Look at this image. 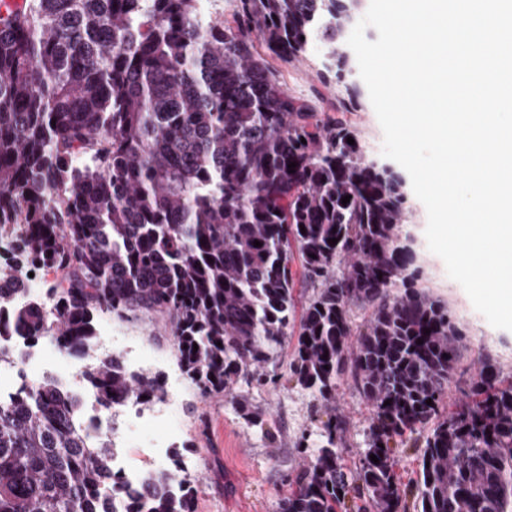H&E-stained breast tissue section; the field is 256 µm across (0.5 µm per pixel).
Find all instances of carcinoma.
Here are the masks:
<instances>
[{
    "mask_svg": "<svg viewBox=\"0 0 512 512\" xmlns=\"http://www.w3.org/2000/svg\"><path fill=\"white\" fill-rule=\"evenodd\" d=\"M232 3L226 16L201 0H0V325L84 356L110 410L164 385L96 355L100 313L164 321L203 395L246 374L277 384L269 350L294 336L297 384L330 403L348 374L373 416L350 467L348 422L330 415L278 512H406L393 445L429 423L421 512H512V377L483 354L469 401L441 411L465 334L415 285L401 179L273 65L319 41L323 78H341L354 0ZM358 107L349 88L336 111ZM25 268L56 275L49 302L18 300ZM298 275L316 288L299 315ZM358 305L370 315L355 329ZM77 413L50 378L0 401V512H116L112 445ZM196 495L191 475L158 473L123 512H195Z\"/></svg>",
    "mask_w": 512,
    "mask_h": 512,
    "instance_id": "1",
    "label": "carcinoma"
}]
</instances>
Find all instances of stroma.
Segmentation results:
<instances>
[{
	"label": "stroma",
	"instance_id": "stroma-1",
	"mask_svg": "<svg viewBox=\"0 0 512 512\" xmlns=\"http://www.w3.org/2000/svg\"><path fill=\"white\" fill-rule=\"evenodd\" d=\"M325 48L315 45L302 61L283 72L289 93L313 104L335 101L347 86H362L357 66H350L343 81L323 84ZM348 119L369 159L382 167L394 162L382 154L383 131L368 95H361L358 111ZM407 222L403 229L420 271L418 287L444 300L453 318L467 334V345L448 387L449 403L466 400L478 371V357L487 353L496 359L504 376H512V331L491 326L473 306L468 295L446 271L443 260L427 245V212L404 183ZM112 325L132 351L148 352L147 371L164 382L163 405L176 430L171 452L180 453L188 472L198 480L196 512H277L288 494L287 475L310 464L320 445V433L331 412L348 421L342 455L347 463L361 457L371 418V409L352 380L336 391L334 406L316 399L297 385L291 375L292 345L276 348L266 369L278 376L274 385L258 386L239 378L232 393L201 397L178 365L168 345L159 343L166 329L161 322L142 315L130 320L113 319ZM260 416L261 425L248 423L246 413ZM306 447H299V438Z\"/></svg>",
	"mask_w": 512,
	"mask_h": 512
}]
</instances>
